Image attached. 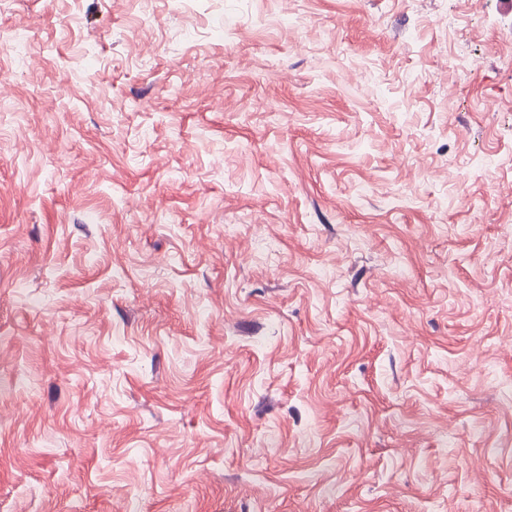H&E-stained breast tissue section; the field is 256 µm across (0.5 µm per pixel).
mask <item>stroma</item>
Listing matches in <instances>:
<instances>
[{
    "mask_svg": "<svg viewBox=\"0 0 512 512\" xmlns=\"http://www.w3.org/2000/svg\"><path fill=\"white\" fill-rule=\"evenodd\" d=\"M0 512H512V0H0Z\"/></svg>",
    "mask_w": 512,
    "mask_h": 512,
    "instance_id": "stroma-1",
    "label": "stroma"
}]
</instances>
